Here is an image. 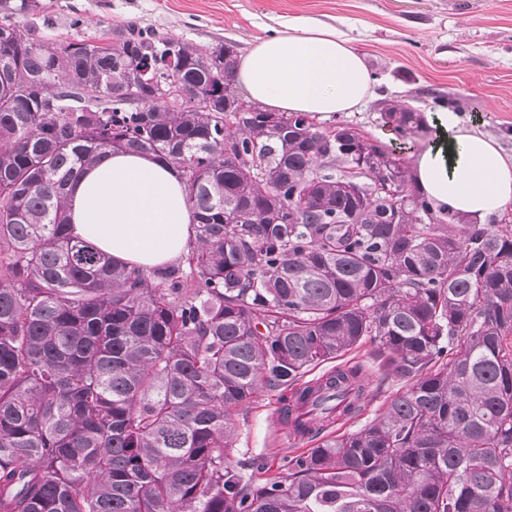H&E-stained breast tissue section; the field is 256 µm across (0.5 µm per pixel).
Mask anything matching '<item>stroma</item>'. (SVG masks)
<instances>
[{
  "instance_id": "35a3bbf8",
  "label": "stroma",
  "mask_w": 512,
  "mask_h": 512,
  "mask_svg": "<svg viewBox=\"0 0 512 512\" xmlns=\"http://www.w3.org/2000/svg\"><path fill=\"white\" fill-rule=\"evenodd\" d=\"M41 28L62 42L131 24L151 27L207 51L234 42L246 55L283 22L300 18L336 27L364 55L374 96L353 111L322 118L348 122L365 136L412 160L433 129L398 142L378 105L405 102L428 112L431 96L457 98L465 124L478 125L512 154V0H43ZM83 20L71 28L73 17ZM274 394L261 393L234 417L238 465L256 457L279 464L288 452L308 448L280 420Z\"/></svg>"
}]
</instances>
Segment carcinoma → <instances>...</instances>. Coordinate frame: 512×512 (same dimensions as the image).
Listing matches in <instances>:
<instances>
[{"label": "carcinoma", "mask_w": 512, "mask_h": 512, "mask_svg": "<svg viewBox=\"0 0 512 512\" xmlns=\"http://www.w3.org/2000/svg\"><path fill=\"white\" fill-rule=\"evenodd\" d=\"M42 9L0 0V512H512V225L433 212L348 123L230 111L231 44L133 24L57 44ZM173 81L205 106L162 105ZM112 151L185 174L188 268L71 233L69 189ZM360 347L388 354L379 380L341 362ZM387 381L381 416L326 433L331 400L358 412ZM274 391L317 445L247 475L233 417Z\"/></svg>", "instance_id": "obj_1"}]
</instances>
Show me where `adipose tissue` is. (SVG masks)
Masks as SVG:
<instances>
[{
  "instance_id": "obj_1",
  "label": "adipose tissue",
  "mask_w": 512,
  "mask_h": 512,
  "mask_svg": "<svg viewBox=\"0 0 512 512\" xmlns=\"http://www.w3.org/2000/svg\"><path fill=\"white\" fill-rule=\"evenodd\" d=\"M235 81L246 100L271 112L329 116L373 95L364 58L338 30L296 22L259 40ZM436 139L410 175L436 212L485 219L512 207V155L453 112L436 113ZM74 235L122 265L178 263L194 244V212L178 169L153 155L115 152L89 166L67 201Z\"/></svg>"
}]
</instances>
